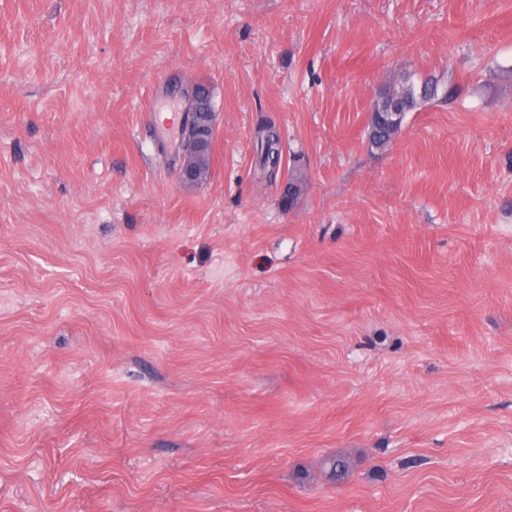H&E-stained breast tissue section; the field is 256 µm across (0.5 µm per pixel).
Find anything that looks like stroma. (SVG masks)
Here are the masks:
<instances>
[{
  "label": "stroma",
  "instance_id": "obj_1",
  "mask_svg": "<svg viewBox=\"0 0 512 512\" xmlns=\"http://www.w3.org/2000/svg\"><path fill=\"white\" fill-rule=\"evenodd\" d=\"M0 512H512V0H0ZM414 74L405 71L400 78L394 81L391 87L393 98L397 100L403 114L411 112L423 103L430 101L452 102L457 96V87L448 81L447 84L439 83L433 79H421L415 81ZM390 111L397 115L396 121L400 123L402 112H398L394 108ZM370 112L368 121L369 133L367 146L370 150H385L394 137L400 132L402 124L396 125L393 120L395 115L388 113ZM197 102L192 123V144L187 151V162L195 168L196 179L189 183H197L206 179L210 169V150L214 137L212 116L215 112L214 96L210 86L202 83L195 85ZM257 152L261 169L269 178L276 177L282 159L280 138L271 124L264 125L257 132ZM273 172L272 169L276 168Z\"/></svg>",
  "mask_w": 512,
  "mask_h": 512
}]
</instances>
